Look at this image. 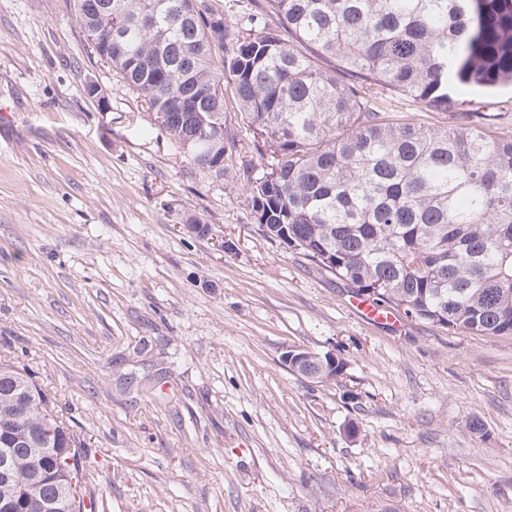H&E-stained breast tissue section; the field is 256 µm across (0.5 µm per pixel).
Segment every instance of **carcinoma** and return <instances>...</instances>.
<instances>
[{"label": "carcinoma", "instance_id": "1", "mask_svg": "<svg viewBox=\"0 0 512 512\" xmlns=\"http://www.w3.org/2000/svg\"><path fill=\"white\" fill-rule=\"evenodd\" d=\"M91 53L142 99L199 173L224 176V138L186 145L195 115L224 124L231 87L261 138L256 220L352 293L442 329L512 336V131L395 122L393 90L428 112L512 85V0H263L247 28L208 0H74ZM288 31L283 38L280 29ZM222 51L220 59L213 48ZM332 59L336 65L326 67ZM0 508L87 512L82 443L28 373L0 358Z\"/></svg>", "mask_w": 512, "mask_h": 512}]
</instances>
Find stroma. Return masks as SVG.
I'll list each match as a JSON object with an SVG mask.
<instances>
[{"label": "stroma", "instance_id": "35a3bbf8", "mask_svg": "<svg viewBox=\"0 0 512 512\" xmlns=\"http://www.w3.org/2000/svg\"><path fill=\"white\" fill-rule=\"evenodd\" d=\"M224 99L239 143L209 178L90 54L73 0H0V357L84 441L99 512H512V338L359 317L263 234ZM471 107L512 130L511 88ZM293 346L343 378L295 376ZM318 353L310 352L302 348H290L286 350L282 355V363L285 367L291 366L294 371L297 372L299 366L308 364L312 359H315L322 368L326 367L325 360L321 355H315Z\"/></svg>", "mask_w": 512, "mask_h": 512}]
</instances>
